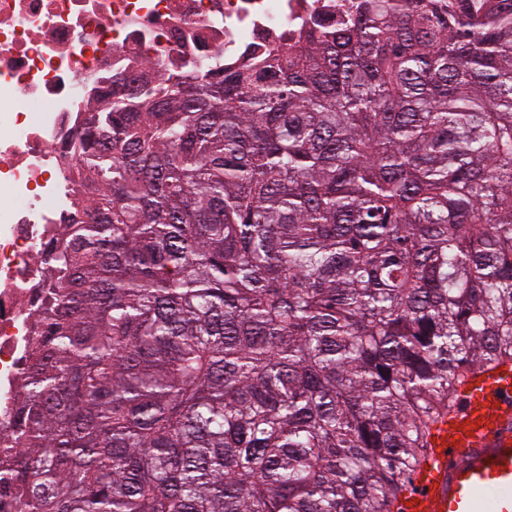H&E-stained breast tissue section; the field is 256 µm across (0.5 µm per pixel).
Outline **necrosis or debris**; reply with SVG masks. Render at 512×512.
Segmentation results:
<instances>
[{"mask_svg":"<svg viewBox=\"0 0 512 512\" xmlns=\"http://www.w3.org/2000/svg\"><path fill=\"white\" fill-rule=\"evenodd\" d=\"M343 0H0V434L19 391L42 267L69 216L89 105L120 75L188 72L335 20Z\"/></svg>","mask_w":512,"mask_h":512,"instance_id":"4bbe7bcc","label":"necrosis or debris"}]
</instances>
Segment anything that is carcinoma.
<instances>
[{
    "label": "carcinoma",
    "mask_w": 512,
    "mask_h": 512,
    "mask_svg": "<svg viewBox=\"0 0 512 512\" xmlns=\"http://www.w3.org/2000/svg\"><path fill=\"white\" fill-rule=\"evenodd\" d=\"M96 98L46 244L15 512H401L512 363V0H357Z\"/></svg>",
    "instance_id": "1"
}]
</instances>
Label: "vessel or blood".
<instances>
[{"instance_id": "vessel-or-blood-1", "label": "vessel or blood", "mask_w": 512, "mask_h": 512, "mask_svg": "<svg viewBox=\"0 0 512 512\" xmlns=\"http://www.w3.org/2000/svg\"><path fill=\"white\" fill-rule=\"evenodd\" d=\"M431 446L404 512H512V366L466 378Z\"/></svg>"}]
</instances>
